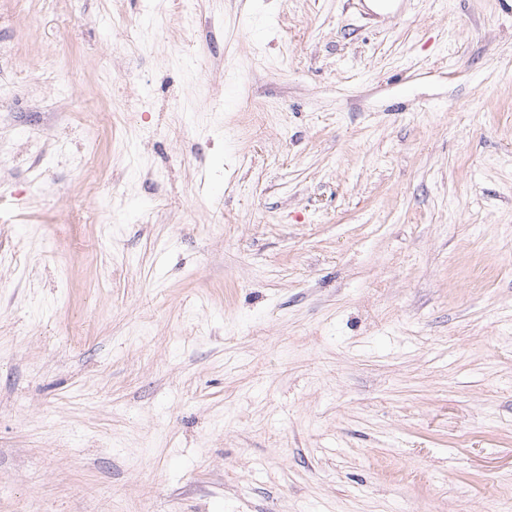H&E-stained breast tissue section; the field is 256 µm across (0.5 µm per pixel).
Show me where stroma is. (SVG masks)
Listing matches in <instances>:
<instances>
[{
    "instance_id": "35a3bbf8",
    "label": "stroma",
    "mask_w": 512,
    "mask_h": 512,
    "mask_svg": "<svg viewBox=\"0 0 512 512\" xmlns=\"http://www.w3.org/2000/svg\"><path fill=\"white\" fill-rule=\"evenodd\" d=\"M0 40V512H512V0Z\"/></svg>"
}]
</instances>
